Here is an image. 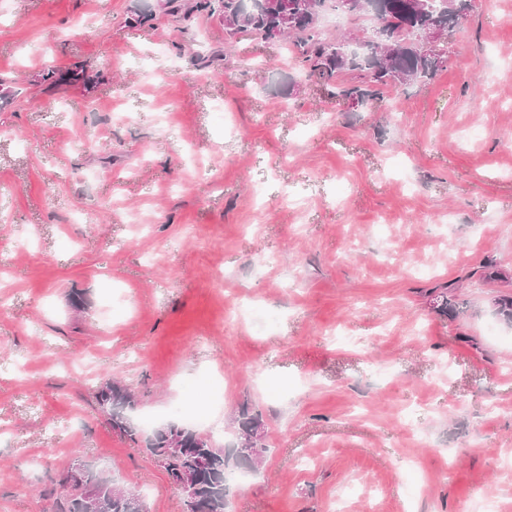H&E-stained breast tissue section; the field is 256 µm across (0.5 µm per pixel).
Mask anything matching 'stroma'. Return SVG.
I'll list each match as a JSON object with an SVG mask.
<instances>
[{"mask_svg": "<svg viewBox=\"0 0 512 512\" xmlns=\"http://www.w3.org/2000/svg\"><path fill=\"white\" fill-rule=\"evenodd\" d=\"M164 2L0 0V512H54L76 454L183 512L97 410L113 378L144 437L208 409L227 512H512V324L491 304L512 293V0H474L445 70L358 106L282 43ZM50 66L92 84L46 88ZM244 406L269 448L252 468ZM240 442L235 449L236 458L244 462H251V467L259 463L269 451L264 440V433L256 437L255 429H262L263 423L261 416L256 413H250L247 407H243L237 420ZM252 430V431H251Z\"/></svg>", "mask_w": 512, "mask_h": 512, "instance_id": "35a3bbf8", "label": "stroma"}]
</instances>
